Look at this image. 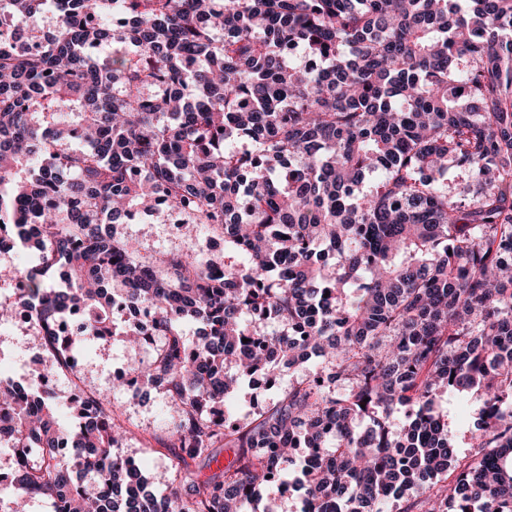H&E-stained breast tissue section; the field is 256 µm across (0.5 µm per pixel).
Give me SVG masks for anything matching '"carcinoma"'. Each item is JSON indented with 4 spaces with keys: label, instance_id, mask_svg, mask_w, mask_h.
I'll return each mask as SVG.
<instances>
[{
    "label": "carcinoma",
    "instance_id": "carcinoma-1",
    "mask_svg": "<svg viewBox=\"0 0 512 512\" xmlns=\"http://www.w3.org/2000/svg\"><path fill=\"white\" fill-rule=\"evenodd\" d=\"M55 2L42 49L0 43V231L38 257L0 274L20 284L0 321L39 303L58 376L70 348L150 330L112 386L179 410L155 492L102 395L63 428L55 392L0 381L4 512H247L263 490L278 512L298 448L320 457L301 512H512V0ZM159 207L224 232V263L199 239L141 251L125 224ZM123 305L150 319L116 326ZM286 369L305 375L244 421L241 383ZM446 395L478 416L465 461Z\"/></svg>",
    "mask_w": 512,
    "mask_h": 512
}]
</instances>
